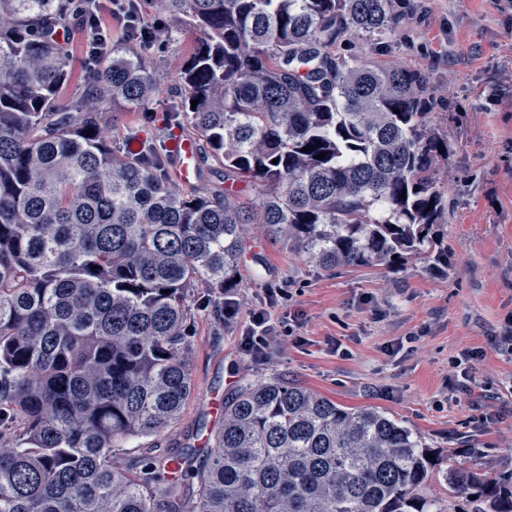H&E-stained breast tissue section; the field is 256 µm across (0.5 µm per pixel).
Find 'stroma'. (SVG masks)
I'll list each match as a JSON object with an SVG mask.
<instances>
[{"label":"stroma","instance_id":"35a3bbf8","mask_svg":"<svg viewBox=\"0 0 512 512\" xmlns=\"http://www.w3.org/2000/svg\"><path fill=\"white\" fill-rule=\"evenodd\" d=\"M396 35L383 43L343 42L340 50L398 60L427 79L432 128L448 142L435 187L446 213L439 232L448 264L430 259L329 274L250 225L233 296L239 323L268 291L289 295L275 316L296 317L298 335L280 337L266 360L252 361L237 326L218 319L222 300L191 289L186 345L194 394L158 436L129 441L116 462L194 454L218 426L204 403L210 390L231 398L246 382L285 378L349 408L373 407L409 427L437 453L439 470L466 468L490 478L512 473V356L499 343L512 329V0H410ZM70 78L61 98L83 88L84 34L61 33ZM190 28L162 32L146 49L158 84L147 109L117 112L120 130L167 148L193 136L180 100L179 65L192 54ZM468 380L470 394L456 384Z\"/></svg>","mask_w":512,"mask_h":512}]
</instances>
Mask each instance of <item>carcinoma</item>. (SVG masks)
<instances>
[{"label":"carcinoma","mask_w":512,"mask_h":512,"mask_svg":"<svg viewBox=\"0 0 512 512\" xmlns=\"http://www.w3.org/2000/svg\"><path fill=\"white\" fill-rule=\"evenodd\" d=\"M156 2L199 34L182 106L241 189L186 195L167 156L143 159L136 138L113 150L106 112L156 92L131 42L58 110V34L77 4L0 0V406L24 422L0 433V512H157L160 499L168 512H445L423 495L435 480L450 508L512 512V477L440 471L385 412L277 378L224 403L191 501L161 459L134 472L112 460L192 396L186 297L236 287L247 225L330 273L448 264L426 79L337 50L394 32L403 0Z\"/></svg>","instance_id":"cac0c4a2"}]
</instances>
